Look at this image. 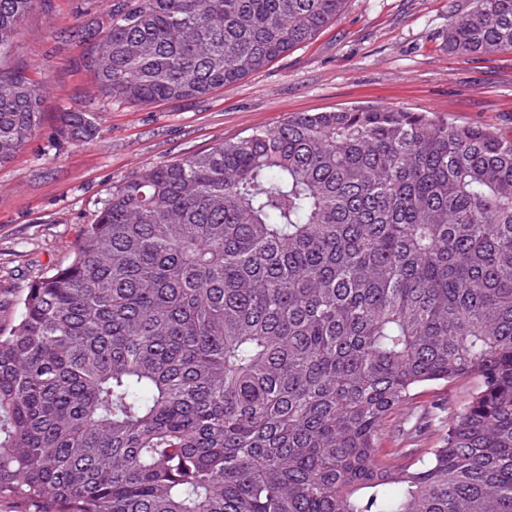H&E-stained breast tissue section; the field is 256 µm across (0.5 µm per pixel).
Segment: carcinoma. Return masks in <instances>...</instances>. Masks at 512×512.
Returning a JSON list of instances; mask_svg holds the SVG:
<instances>
[{
	"label": "carcinoma",
	"mask_w": 512,
	"mask_h": 512,
	"mask_svg": "<svg viewBox=\"0 0 512 512\" xmlns=\"http://www.w3.org/2000/svg\"><path fill=\"white\" fill-rule=\"evenodd\" d=\"M0 166L41 120L6 53ZM346 0H114L101 93L200 98ZM512 51V0L448 29ZM89 143L94 113L58 116ZM474 379L437 448H379L430 383ZM46 512H512V138L386 107L300 113L112 187L0 332V501Z\"/></svg>",
	"instance_id": "obj_1"
}]
</instances>
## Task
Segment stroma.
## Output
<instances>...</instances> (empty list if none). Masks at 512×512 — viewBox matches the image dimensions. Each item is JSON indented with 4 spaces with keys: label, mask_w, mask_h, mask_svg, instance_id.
Wrapping results in <instances>:
<instances>
[{
    "label": "stroma",
    "mask_w": 512,
    "mask_h": 512,
    "mask_svg": "<svg viewBox=\"0 0 512 512\" xmlns=\"http://www.w3.org/2000/svg\"><path fill=\"white\" fill-rule=\"evenodd\" d=\"M110 0H37L10 58L44 89L33 137L0 166V328L15 325L30 285L71 261L83 225L113 186L301 112L367 105L431 112L512 137V53L449 52L448 26L474 0H348L315 39L243 81L191 100L132 105L103 96L82 64L85 37ZM94 110L89 144L58 137V112ZM476 389L464 379L421 387L419 419L383 425L386 448H431Z\"/></svg>",
    "instance_id": "35a3bbf8"
}]
</instances>
